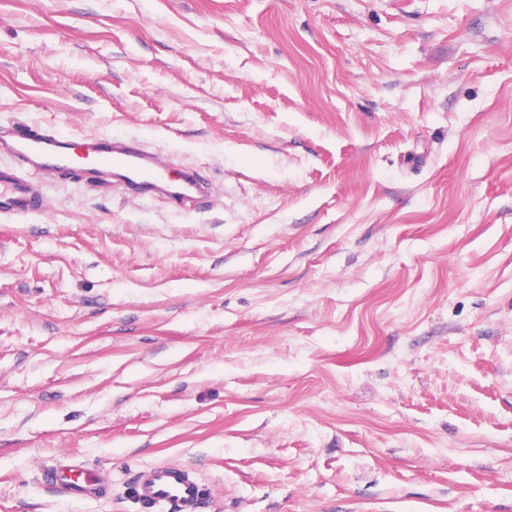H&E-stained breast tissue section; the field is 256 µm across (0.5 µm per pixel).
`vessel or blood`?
<instances>
[{
  "label": "vessel or blood",
  "instance_id": "b4317fda",
  "mask_svg": "<svg viewBox=\"0 0 512 512\" xmlns=\"http://www.w3.org/2000/svg\"><path fill=\"white\" fill-rule=\"evenodd\" d=\"M71 173L115 178L134 193L160 197L186 211L196 210L206 197V185L193 169L160 165L138 140H69L32 127L13 128L0 135V217H28L40 201L38 177ZM103 481L101 470L66 465L53 472L50 485L85 499L103 496ZM131 495L145 512H200L204 488L189 467L159 463L135 473Z\"/></svg>",
  "mask_w": 512,
  "mask_h": 512
}]
</instances>
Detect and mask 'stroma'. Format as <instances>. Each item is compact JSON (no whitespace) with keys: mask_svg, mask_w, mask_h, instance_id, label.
Listing matches in <instances>:
<instances>
[{"mask_svg":"<svg viewBox=\"0 0 512 512\" xmlns=\"http://www.w3.org/2000/svg\"><path fill=\"white\" fill-rule=\"evenodd\" d=\"M19 122L210 195L0 219V512H512V0H0ZM131 495L141 508L154 512H199L205 496L189 467L171 463L138 470L131 481ZM101 470L66 465L56 469L50 478L55 492L70 498L85 499L102 497L105 491Z\"/></svg>","mask_w":512,"mask_h":512,"instance_id":"1","label":"stroma"}]
</instances>
